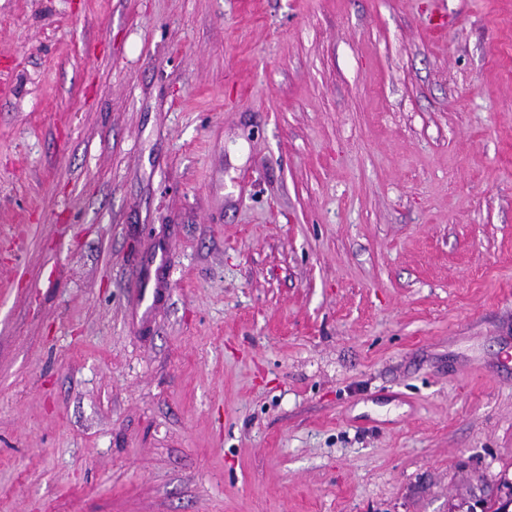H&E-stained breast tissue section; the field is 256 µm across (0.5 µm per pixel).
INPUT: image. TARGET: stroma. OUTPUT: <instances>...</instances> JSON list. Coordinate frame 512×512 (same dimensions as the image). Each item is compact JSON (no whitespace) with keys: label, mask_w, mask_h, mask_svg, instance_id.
<instances>
[{"label":"stroma","mask_w":512,"mask_h":512,"mask_svg":"<svg viewBox=\"0 0 512 512\" xmlns=\"http://www.w3.org/2000/svg\"><path fill=\"white\" fill-rule=\"evenodd\" d=\"M510 482L512 0H0V512Z\"/></svg>","instance_id":"35a3bbf8"}]
</instances>
